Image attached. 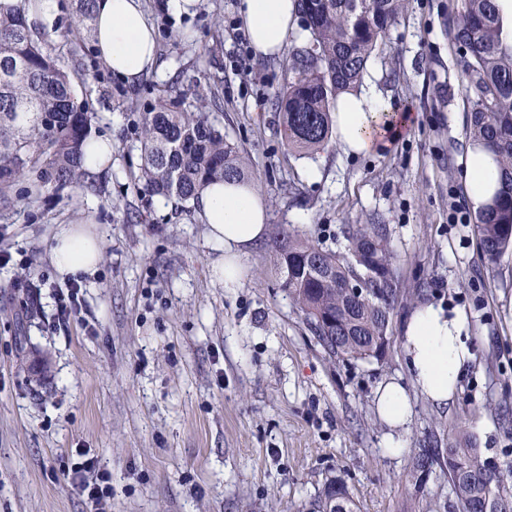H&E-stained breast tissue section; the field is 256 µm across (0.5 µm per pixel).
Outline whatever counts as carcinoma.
Returning a JSON list of instances; mask_svg holds the SVG:
<instances>
[{
	"instance_id": "1",
	"label": "carcinoma",
	"mask_w": 512,
	"mask_h": 512,
	"mask_svg": "<svg viewBox=\"0 0 512 512\" xmlns=\"http://www.w3.org/2000/svg\"><path fill=\"white\" fill-rule=\"evenodd\" d=\"M71 28L92 37L94 0H74ZM403 0H297L309 42L290 57V77L276 99L288 150L310 154L335 134L336 101L361 82L384 43ZM464 49L467 136L502 171L500 187L477 211L475 231L488 263L512 251V27L497 0H464L452 27ZM73 77L44 50L22 9H0V198L20 179L31 196L80 187L90 146L92 115L75 101ZM187 99L160 96L141 126L137 181L148 192L182 203L214 180L253 177L239 148ZM347 252L324 250L288 233L277 242L276 265L293 306L328 359L380 361L389 348L395 308L405 297L387 225L349 226ZM358 280L360 298L344 288ZM444 474L458 512H512V469L480 460L468 443L416 448L412 474L419 485L434 468ZM310 512H359L345 484L331 481Z\"/></svg>"
}]
</instances>
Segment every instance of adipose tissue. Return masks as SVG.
I'll use <instances>...</instances> for the list:
<instances>
[{
	"mask_svg": "<svg viewBox=\"0 0 512 512\" xmlns=\"http://www.w3.org/2000/svg\"><path fill=\"white\" fill-rule=\"evenodd\" d=\"M94 46L100 59L119 78L135 83L157 65L156 28L145 0H95ZM241 28L255 57L282 56L298 18L294 0H241ZM373 90L343 95L336 114V137L351 153L370 150L383 136L406 125L407 115L384 112ZM463 163L467 196L474 207L488 202L499 186L500 170L481 149L468 148ZM197 215L207 226V238L222 255L215 268L225 285L236 284L241 260L268 232V212L252 183L227 180L206 187L197 197ZM101 238L84 227L61 228L52 248V261L62 278L95 270L102 258ZM469 316L463 309L445 313L432 304L412 313L403 336L406 362L414 387L436 408L449 410L467 370L474 361L464 332ZM375 408L389 434L391 454L403 450L400 434L412 419L410 397L405 387L390 380L375 396Z\"/></svg>",
	"mask_w": 512,
	"mask_h": 512,
	"instance_id": "obj_1",
	"label": "adipose tissue"
}]
</instances>
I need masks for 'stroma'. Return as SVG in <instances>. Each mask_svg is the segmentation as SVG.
<instances>
[{
    "instance_id": "obj_1",
    "label": "stroma",
    "mask_w": 512,
    "mask_h": 512,
    "mask_svg": "<svg viewBox=\"0 0 512 512\" xmlns=\"http://www.w3.org/2000/svg\"><path fill=\"white\" fill-rule=\"evenodd\" d=\"M462 4L404 0L360 86L410 122L356 155L335 141L307 156L284 146L274 102L288 60L236 40L237 0L187 14L146 0L161 67L135 85L91 40L71 39L58 63L95 115L92 136L111 138L112 165L34 203L21 181L0 201V512H87L73 472L86 449L111 475L105 512H308L336 478L361 512H455L440 473L414 487L413 449L466 434L483 460L512 465V253L488 264L464 189L469 106L449 37ZM162 93L193 100L255 172L268 233L233 287L193 205L135 180L143 114ZM375 217L404 287L426 280L427 302L470 316L476 362L452 412L412 391L402 336L413 304L397 306L384 360L332 364L282 287L279 233L337 250L347 226ZM70 224L101 233L103 257L82 278L84 310L61 325L51 250ZM391 378L412 391L398 455L373 403Z\"/></svg>"
}]
</instances>
